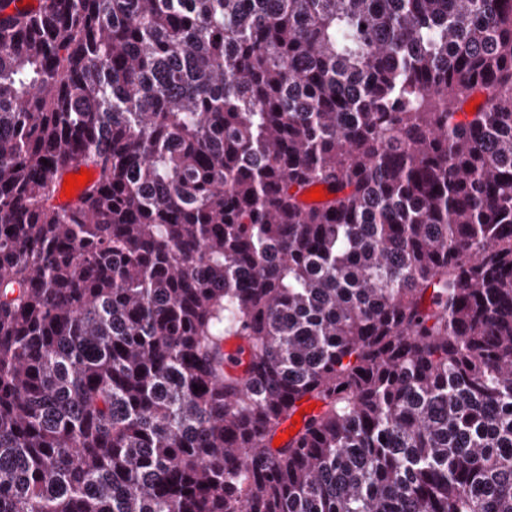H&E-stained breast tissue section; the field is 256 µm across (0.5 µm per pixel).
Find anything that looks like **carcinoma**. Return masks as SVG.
<instances>
[{
	"mask_svg": "<svg viewBox=\"0 0 512 512\" xmlns=\"http://www.w3.org/2000/svg\"><path fill=\"white\" fill-rule=\"evenodd\" d=\"M18 2L0 512H512V0Z\"/></svg>",
	"mask_w": 512,
	"mask_h": 512,
	"instance_id": "cac0c4a2",
	"label": "carcinoma"
}]
</instances>
